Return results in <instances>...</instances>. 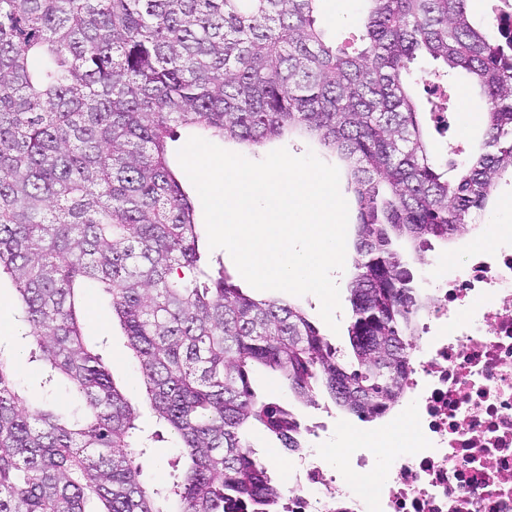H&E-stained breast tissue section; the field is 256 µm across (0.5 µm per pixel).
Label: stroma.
Here are the masks:
<instances>
[{"label":"stroma","mask_w":512,"mask_h":512,"mask_svg":"<svg viewBox=\"0 0 512 512\" xmlns=\"http://www.w3.org/2000/svg\"><path fill=\"white\" fill-rule=\"evenodd\" d=\"M364 12L362 0H348L346 7L337 8L336 0H321L319 20L326 30L329 41L340 43L356 31ZM479 99L468 84H457L453 90V106L448 113L451 126L449 130H441L436 118H429L430 139L434 155L438 162L448 158L447 145L455 143L463 151H471L481 139V128L477 114ZM469 123V130H462V123ZM221 146L231 152L259 161L269 152L284 148L292 155L301 156L314 152L323 162L337 164L338 158L331 151L320 146L316 141L301 136H286L266 141L257 147H248L232 140L222 141ZM481 241L480 235L457 234L449 242H433L431 249L421 253L414 252L410 247H403L404 259L414 274V286L421 293L433 291L431 276L440 272L449 274L460 268L469 253L477 249ZM26 331L16 307L14 291L9 277L0 278V343L6 347L8 356L17 358L19 366L16 382L26 394L35 397L44 407L55 410H71L77 401L68 384H61L53 391H46L42 386V368L39 362L33 361L29 355V347L23 339ZM83 334L88 345L100 352L110 365L113 378L133 406L141 412L139 425L147 432H154L157 425L149 414L144 387L140 373L132 358L128 339L118 325L113 324L112 316L105 300L98 297L94 289H86L84 293V324ZM255 387L260 394L270 396L272 400L292 409L299 417L303 426H311L316 422H325L326 432L320 437L305 436L303 445L306 450L317 452L327 467L342 470L343 462L337 459L334 450L336 433L341 424H349L362 430L367 426L356 416L347 414L335 405L327 394H319L315 404H304L298 401L292 390L277 374L260 370L255 375ZM179 454L178 444L171 435H163L152 441L143 457V479L153 486L167 488L176 482L179 473L173 463Z\"/></svg>","instance_id":"1"}]
</instances>
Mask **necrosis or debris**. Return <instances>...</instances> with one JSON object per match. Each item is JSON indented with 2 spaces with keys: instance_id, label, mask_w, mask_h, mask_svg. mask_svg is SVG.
Here are the masks:
<instances>
[{
  "instance_id": "obj_1",
  "label": "necrosis or debris",
  "mask_w": 512,
  "mask_h": 512,
  "mask_svg": "<svg viewBox=\"0 0 512 512\" xmlns=\"http://www.w3.org/2000/svg\"><path fill=\"white\" fill-rule=\"evenodd\" d=\"M419 338L405 378L413 447L367 495V456L342 476L288 458L291 485L269 512H512V234L435 279Z\"/></svg>"
}]
</instances>
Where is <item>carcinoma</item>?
Segmentation results:
<instances>
[{
  "label": "carcinoma",
  "mask_w": 512,
  "mask_h": 512,
  "mask_svg": "<svg viewBox=\"0 0 512 512\" xmlns=\"http://www.w3.org/2000/svg\"><path fill=\"white\" fill-rule=\"evenodd\" d=\"M316 2L0 0V273L44 386L67 381L83 407L34 406L0 351V512H266L279 486L247 430L296 452L302 425L257 394L256 368L360 419L403 400L432 298L393 241L421 251L477 223L512 166V0H493L485 27L470 0H363L340 45ZM419 55L439 62L444 100L465 74L484 104L482 139L451 176L409 89ZM176 127L248 146L308 136L344 163L357 207L351 351L302 308L205 269L169 164ZM86 288L111 299L155 421L181 448L182 479L165 491L143 484L136 412L85 343Z\"/></svg>",
  "instance_id": "cac0c4a2"
}]
</instances>
